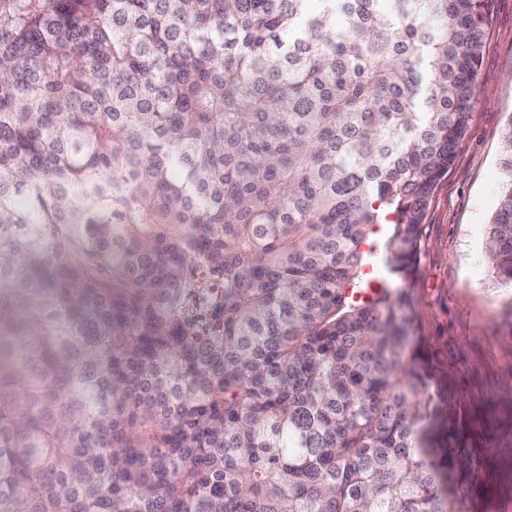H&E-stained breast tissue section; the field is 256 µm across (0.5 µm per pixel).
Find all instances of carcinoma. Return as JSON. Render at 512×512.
Listing matches in <instances>:
<instances>
[{
    "mask_svg": "<svg viewBox=\"0 0 512 512\" xmlns=\"http://www.w3.org/2000/svg\"><path fill=\"white\" fill-rule=\"evenodd\" d=\"M491 5L0 0V512H454L404 286Z\"/></svg>",
    "mask_w": 512,
    "mask_h": 512,
    "instance_id": "carcinoma-1",
    "label": "carcinoma"
}]
</instances>
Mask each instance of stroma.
<instances>
[{
    "label": "stroma",
    "mask_w": 512,
    "mask_h": 512,
    "mask_svg": "<svg viewBox=\"0 0 512 512\" xmlns=\"http://www.w3.org/2000/svg\"><path fill=\"white\" fill-rule=\"evenodd\" d=\"M511 116L512 0H493L473 116L431 197L406 286L418 364L467 450L459 512H512V290L494 285L483 250Z\"/></svg>",
    "instance_id": "obj_1"
}]
</instances>
